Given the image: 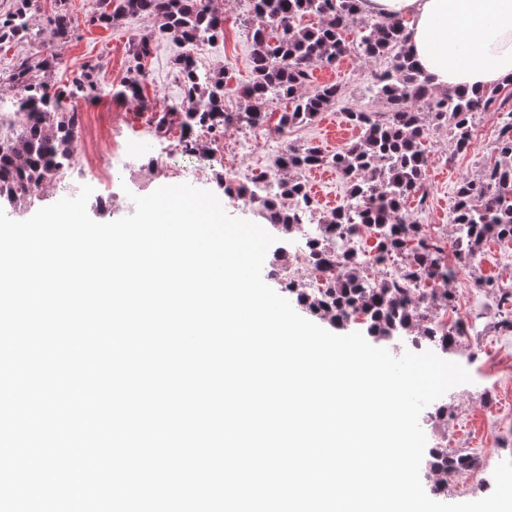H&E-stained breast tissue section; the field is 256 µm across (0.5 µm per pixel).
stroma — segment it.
Wrapping results in <instances>:
<instances>
[{"instance_id": "1", "label": "stroma", "mask_w": 512, "mask_h": 512, "mask_svg": "<svg viewBox=\"0 0 512 512\" xmlns=\"http://www.w3.org/2000/svg\"><path fill=\"white\" fill-rule=\"evenodd\" d=\"M69 10L75 19L73 36L60 42L55 50L57 66L51 74L34 71L32 77L40 81L50 79L57 87L71 85L86 63L96 66V79L107 96L89 103L80 96H73L72 103L83 115L82 137L90 165L96 178V189L104 196L112 197L108 210L89 209V216L98 222H110L131 213L123 202L124 191L114 182L112 174L104 166V157L111 140L123 141L134 152L157 158L160 165L177 161L189 166L197 163L194 155L174 153L167 142L153 139L142 130L148 119L146 113L114 99L115 91L134 74L136 67H144L146 78L143 93L157 105L174 104L183 98V87L175 64L184 51L182 45L165 41L144 63H137L130 46L135 38L146 34L153 22L144 17L126 19L122 24L105 29L90 24L89 19L98 10V0H69ZM224 13V37L209 46L198 58L199 71L219 70L221 63H229L230 85L244 84L252 76L251 40L243 24L247 14L246 0H222ZM386 60L368 61L358 54L344 58L337 67L338 85L344 98L336 107L322 112L308 124L292 130L295 144H314L326 154H334L353 138L348 135L347 109L381 111L382 106L370 93L374 71L385 68ZM504 100L503 109L479 113L475 120L472 140L466 152L455 153L452 133L443 127L432 130L428 144V183L431 192L426 203L408 198L405 207L423 224L442 225L446 237L455 238L456 227L448 221L453 204V193L458 183L465 179L479 178L483 170L494 163V145L502 123V113L512 110V89L502 88L498 94ZM335 120L339 130L334 140H327L328 120ZM250 134L249 129L231 128L224 133V171L240 182L250 180L253 170L270 165L263 155H236L232 146L235 141ZM452 303L448 309L449 320L462 321L468 339L462 347L448 356L468 370L471 383L455 387L448 397L447 421L440 431L426 430L427 438L436 433L447 434L460 453L480 454L492 457L494 462L512 459V347H505L502 340L505 321H512V303L498 301L492 307L478 309L471 306L467 291L452 288ZM496 403L497 415H489L488 403Z\"/></svg>"}]
</instances>
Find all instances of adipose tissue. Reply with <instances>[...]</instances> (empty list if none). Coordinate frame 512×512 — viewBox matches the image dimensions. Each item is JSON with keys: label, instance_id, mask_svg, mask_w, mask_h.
<instances>
[{"label": "adipose tissue", "instance_id": "obj_1", "mask_svg": "<svg viewBox=\"0 0 512 512\" xmlns=\"http://www.w3.org/2000/svg\"><path fill=\"white\" fill-rule=\"evenodd\" d=\"M363 15L402 18L406 47L438 90L512 80V0H359Z\"/></svg>", "mask_w": 512, "mask_h": 512}]
</instances>
